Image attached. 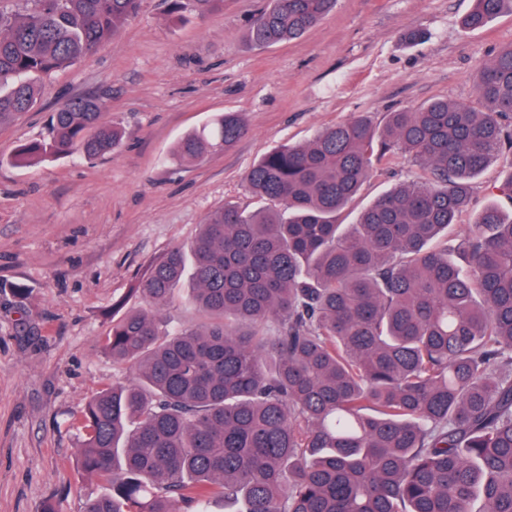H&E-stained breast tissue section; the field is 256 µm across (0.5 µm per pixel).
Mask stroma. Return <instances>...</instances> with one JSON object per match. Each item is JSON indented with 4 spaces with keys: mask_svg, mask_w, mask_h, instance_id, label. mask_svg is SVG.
<instances>
[{
    "mask_svg": "<svg viewBox=\"0 0 512 512\" xmlns=\"http://www.w3.org/2000/svg\"><path fill=\"white\" fill-rule=\"evenodd\" d=\"M268 0H224L204 19L177 22L163 0H140L122 30L73 66L41 76L36 107L0 125V512H85L102 483L77 466L79 412L101 387L129 377L97 346L113 309L141 308L138 278L206 215L267 200L244 187L248 169L283 145H302L359 115L444 98L476 104L479 67L512 45V13L465 30L472 0H337L303 36L256 48L248 25ZM92 95L128 137L112 155H66L25 167L11 157L42 138L67 98ZM239 113L236 146L185 165L174 147L214 115ZM508 168L472 182L458 222L498 200ZM384 160L341 221L419 175ZM23 293H16V285Z\"/></svg>",
    "mask_w": 512,
    "mask_h": 512,
    "instance_id": "1",
    "label": "stroma"
}]
</instances>
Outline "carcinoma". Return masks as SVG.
<instances>
[{
	"label": "carcinoma",
	"mask_w": 512,
	"mask_h": 512,
	"mask_svg": "<svg viewBox=\"0 0 512 512\" xmlns=\"http://www.w3.org/2000/svg\"><path fill=\"white\" fill-rule=\"evenodd\" d=\"M0 6V124L30 111L37 79L115 35L139 0H14ZM179 22L224 0H165ZM336 0H270L247 40L302 36ZM512 0H473L486 27ZM482 110L446 99L358 117L255 162L246 191L188 247L153 262L144 307L112 316L99 349L131 377L80 412L78 464L108 485L86 512H512V214L486 205L449 237L470 180L512 149V45L482 64ZM77 96L21 145L17 166L112 154L125 131ZM246 133L226 112L183 136L180 161ZM429 173L338 223L375 165L396 153ZM190 276L207 317L175 332L158 310Z\"/></svg>",
	"instance_id": "cac0c4a2"
}]
</instances>
